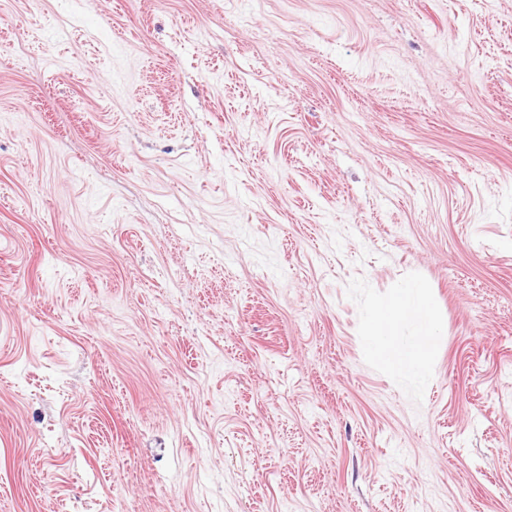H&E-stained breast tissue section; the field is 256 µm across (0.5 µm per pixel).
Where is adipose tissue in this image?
Instances as JSON below:
<instances>
[{
    "label": "adipose tissue",
    "instance_id": "obj_1",
    "mask_svg": "<svg viewBox=\"0 0 512 512\" xmlns=\"http://www.w3.org/2000/svg\"><path fill=\"white\" fill-rule=\"evenodd\" d=\"M413 324L415 339H405L401 328ZM437 336V315L426 288L412 283L381 300L367 331L370 352L390 371L412 378L427 373Z\"/></svg>",
    "mask_w": 512,
    "mask_h": 512
}]
</instances>
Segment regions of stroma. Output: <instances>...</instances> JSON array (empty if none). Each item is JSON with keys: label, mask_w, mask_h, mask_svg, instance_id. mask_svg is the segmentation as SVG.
<instances>
[{"label": "stroma", "mask_w": 512, "mask_h": 512, "mask_svg": "<svg viewBox=\"0 0 512 512\" xmlns=\"http://www.w3.org/2000/svg\"><path fill=\"white\" fill-rule=\"evenodd\" d=\"M0 512H512V0H0ZM414 325L417 336L405 339L400 330ZM437 315L426 288L412 283L381 300L367 331L370 352L390 371L424 378L437 336Z\"/></svg>", "instance_id": "stroma-1"}]
</instances>
